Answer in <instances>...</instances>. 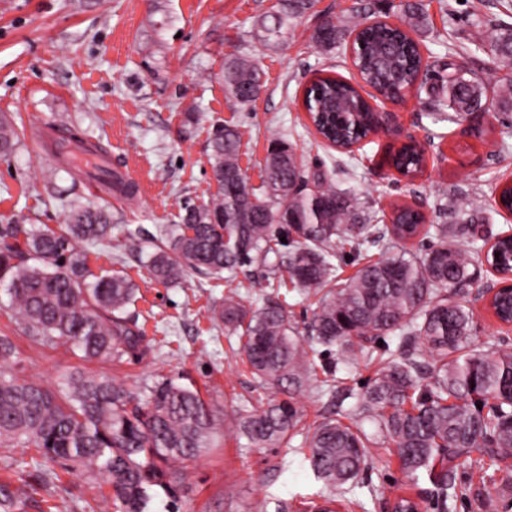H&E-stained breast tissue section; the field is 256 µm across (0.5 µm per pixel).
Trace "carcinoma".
I'll list each match as a JSON object with an SVG mask.
<instances>
[{"label": "carcinoma", "mask_w": 512, "mask_h": 512, "mask_svg": "<svg viewBox=\"0 0 512 512\" xmlns=\"http://www.w3.org/2000/svg\"><path fill=\"white\" fill-rule=\"evenodd\" d=\"M313 5L280 0L276 10L255 20L256 36L266 47H279L293 32V21ZM428 29L419 0L399 4L393 25L363 20L353 26L359 31L354 63L360 81L325 76L306 92L308 112L324 139L344 148L376 127L379 117L362 95L365 86L385 98L407 85L427 90L435 124L453 123L482 107L490 93L499 110L512 112L511 25L500 27L489 46L499 69L509 74L493 86L479 70L451 59L439 67L423 62L419 37ZM346 33L344 22L328 20L311 40L331 57ZM223 77L225 94L242 109L264 87V72L245 56H226ZM243 137L236 125L214 127L216 196L208 203L185 202L176 228L148 257L153 277L170 285L189 272L232 283L239 270L272 254L280 258L277 283L267 279L258 287L289 286L318 297L304 336L285 300L253 308L231 293L214 307V320L236 338L253 373L281 395L245 407L237 434L259 448L290 442L301 419L294 392L318 380V372L330 371L321 364L324 352H334L336 366L346 368L372 357L376 340L392 334L397 349L366 386L355 392L338 377L342 388L329 387L340 401L354 403L315 427L304 459L323 483V497L345 502L369 462L364 434L352 420L372 415L408 481L425 485L438 512H452L459 459L470 465L488 459L498 470L512 471V350L471 348L474 312L456 299L457 288H471L481 277L470 225L482 210H454V223L427 226L407 206L394 205L391 238L423 232L437 243L420 253L404 250L369 260L343 280L337 262L346 249L360 254L376 242L359 194L310 173L281 138L268 149L260 186L251 187L239 164ZM19 142L13 121L0 114V159L9 158ZM395 165L414 178L425 169V154L405 145ZM105 176L104 190L137 194L115 175ZM111 230L112 214L89 204L70 205L65 223L55 227L0 224V282L8 284L12 311L25 332L47 345L68 346L88 362L119 363L142 353L143 332L129 311L135 284L118 271L97 274L88 265L86 247L106 240ZM492 250L509 272L512 239L497 241ZM490 309L502 321L512 319V292L497 293ZM418 339L433 358L427 367L412 348ZM15 356L11 338L0 336V448H34L47 462L86 468L110 487L115 512H151L154 488L172 492L182 479L169 463L198 457L218 432L217 409L172 379L158 380L140 397L113 377L76 368L54 392L14 375ZM20 508L18 492L1 483L0 512Z\"/></svg>", "instance_id": "cac0c4a2"}]
</instances>
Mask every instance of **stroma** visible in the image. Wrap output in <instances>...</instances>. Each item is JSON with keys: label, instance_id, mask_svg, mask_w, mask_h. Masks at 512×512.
I'll list each match as a JSON object with an SVG mask.
<instances>
[{"label": "stroma", "instance_id": "35a3bbf8", "mask_svg": "<svg viewBox=\"0 0 512 512\" xmlns=\"http://www.w3.org/2000/svg\"><path fill=\"white\" fill-rule=\"evenodd\" d=\"M400 0H315L296 23L287 44L265 49L253 36L255 17L278 0H101L80 8L75 0H0V113L11 114L24 135L9 159L0 160V224H61L69 201L112 211V232L88 249L93 271L121 270L138 288L133 306L147 347L142 357L123 363L84 362L65 346L45 347L30 339L12 317L0 290V335L17 349L13 371L57 390L64 374L87 368L116 377L135 394L147 393L161 376L198 388L223 413V436L192 460L179 462L184 474L172 496H159L152 512H275L278 501H304L322 488L298 449L309 429L337 411L319 384L298 397L302 415L290 446L254 448L235 439L237 412L262 396L261 383L243 354L229 347L223 325L212 319L229 287L224 281L191 273L176 285L153 280L147 253L173 227L184 201L197 204L216 192L209 136L216 124L246 128L240 166L250 185L261 182L272 132H280L303 154L311 171L334 184L351 181L374 215L373 231L390 223L393 204L415 200L426 205V221L442 223L432 204L443 200L459 209L481 198L485 231L494 236L512 228V214L495 208V184L512 179V114L495 113L482 134L467 133L465 123L433 124L425 92L388 105L395 122L428 152L423 176L408 181L382 163L390 144L379 136L365 151L340 152L313 133L301 105L305 82L318 70L352 79L346 48L325 59L310 40L325 19L353 22L362 7L369 20L395 16ZM430 30L421 50L429 62L457 64L497 74L491 54L471 57L469 49L489 45L500 25H512V0H483L482 21L471 16V0H423ZM252 56L265 73V85L253 105L240 109L224 94L222 70L230 54ZM54 125L77 129L84 144H111L112 164L125 168L141 184L138 195L116 199L90 196L84 183L93 172L72 165L66 155L43 144ZM141 229L129 241L127 232ZM493 278L483 271L480 284L459 298L474 313L473 344L491 350L508 343L512 330L499 325L480 299ZM368 435L370 466L360 478L356 498L368 512H390L396 495L413 498L419 512H435L422 491L411 486L374 419L360 420ZM35 451L0 449V483L9 482L27 500L25 512H100L99 481L72 466L54 465L55 476L38 483L41 467ZM25 458V473L15 459ZM454 512H512V497L497 496L503 475L495 466L478 471L458 468L454 475ZM383 488L374 499L370 490Z\"/></svg>", "mask_w": 512, "mask_h": 512}]
</instances>
